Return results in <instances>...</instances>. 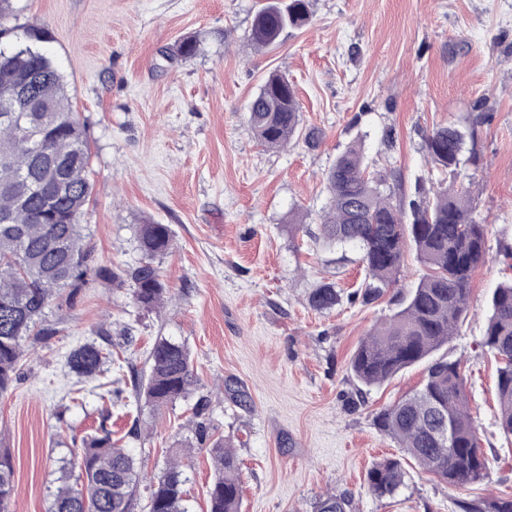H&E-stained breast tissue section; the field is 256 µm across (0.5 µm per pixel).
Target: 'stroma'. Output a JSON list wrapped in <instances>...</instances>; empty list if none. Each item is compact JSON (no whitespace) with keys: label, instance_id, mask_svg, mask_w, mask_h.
Masks as SVG:
<instances>
[{"label":"stroma","instance_id":"35a3bbf8","mask_svg":"<svg viewBox=\"0 0 512 512\" xmlns=\"http://www.w3.org/2000/svg\"><path fill=\"white\" fill-rule=\"evenodd\" d=\"M261 2L17 0L20 22L50 32L46 49L86 130L91 195L81 222L96 266L136 264V228L147 221L169 225L172 247L155 260L171 290L161 312L90 280L72 304L52 309L57 335L24 358L0 395L15 512H46L61 458L104 429L153 476L189 435L200 399L210 439H230L241 459L242 512H316L331 494L351 499L350 512H455L460 500L512 496L497 363L482 344L488 295L512 276V0H310L309 23L257 51L249 38ZM187 37L199 50L183 60L174 51ZM274 71L294 84L316 144L302 136L268 148L249 131L248 104ZM449 123L474 130L470 190L474 216L488 226V259L447 349L464 362L486 475L452 487L413 468L395 497L380 499L366 472L402 450L375 416L416 389L423 371L366 391L351 375V353L393 299L349 300L364 271L355 248L319 237L323 176L358 141L375 170L413 195L441 180L424 139ZM298 218L304 228L290 234ZM323 282L346 298L320 313L307 297ZM106 321L115 336L131 327L125 355L139 368L158 338L185 343L197 388L168 406L143 404L135 418L91 392L70 406L76 379L62 355ZM135 425L137 440L127 436ZM182 465L191 512H206L207 446L191 448Z\"/></svg>","mask_w":512,"mask_h":512}]
</instances>
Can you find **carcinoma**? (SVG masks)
Segmentation results:
<instances>
[{
    "instance_id": "cac0c4a2",
    "label": "carcinoma",
    "mask_w": 512,
    "mask_h": 512,
    "mask_svg": "<svg viewBox=\"0 0 512 512\" xmlns=\"http://www.w3.org/2000/svg\"><path fill=\"white\" fill-rule=\"evenodd\" d=\"M310 18L309 0H266L255 15L250 42L275 43ZM47 29L17 22L12 0H0V395L13 382L28 339L46 340L55 329L46 310L70 302L94 271L81 216L89 201L90 153L85 131L73 112L74 94L43 49ZM250 132L263 145L278 148L300 136V104L288 77L272 72L248 107ZM9 119H3V116ZM469 130L435 127L425 138L428 161L451 184L433 197L426 189L413 198L393 200L385 179L370 170L357 145L340 153L325 173L329 203L321 215L326 245H350L364 269L355 294L373 302L400 281L408 246L426 273L406 291L397 307L356 347L349 367L362 385H380L399 372L425 365L420 386L375 416L378 430L397 441L423 471L450 486L484 478L486 462L467 410L462 362L441 350L458 332L468 311L472 273L486 258V225L473 217L471 197L454 188ZM166 224L137 228L142 258L138 266L112 273L129 286L143 311L159 310L170 293L154 260L171 247ZM342 301L336 283L308 296L310 308L329 312ZM483 345L495 355L498 426L512 437V279L500 282L489 300ZM71 373L96 381L115 372L133 374L135 401L163 407L188 397L197 385L191 354L182 343L157 340L148 354V375L112 352V336L80 343L65 355ZM214 478L208 512H240V461L235 448L218 438L209 446ZM60 485L48 512H132L140 484L134 457L102 430L82 441L81 453L60 468ZM14 464L0 448V512H11ZM401 459L385 457L368 470V491L391 497L405 484ZM187 478L172 457L150 485V512H189ZM345 496H328L317 512H348ZM458 512H512V497L457 502Z\"/></svg>"
}]
</instances>
